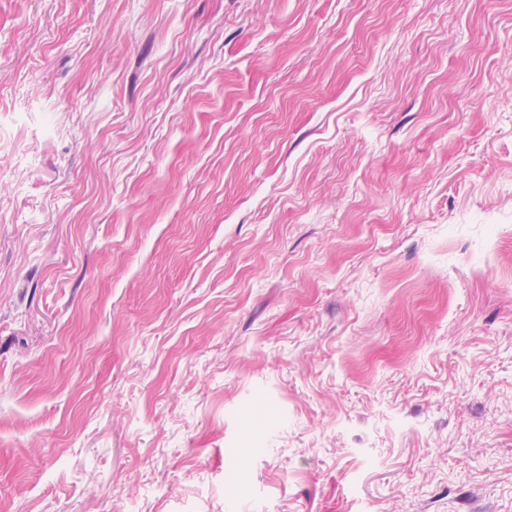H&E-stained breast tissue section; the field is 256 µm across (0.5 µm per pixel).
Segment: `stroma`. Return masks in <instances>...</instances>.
<instances>
[{
    "label": "stroma",
    "mask_w": 512,
    "mask_h": 512,
    "mask_svg": "<svg viewBox=\"0 0 512 512\" xmlns=\"http://www.w3.org/2000/svg\"><path fill=\"white\" fill-rule=\"evenodd\" d=\"M512 0H0L10 512H512Z\"/></svg>",
    "instance_id": "1"
}]
</instances>
